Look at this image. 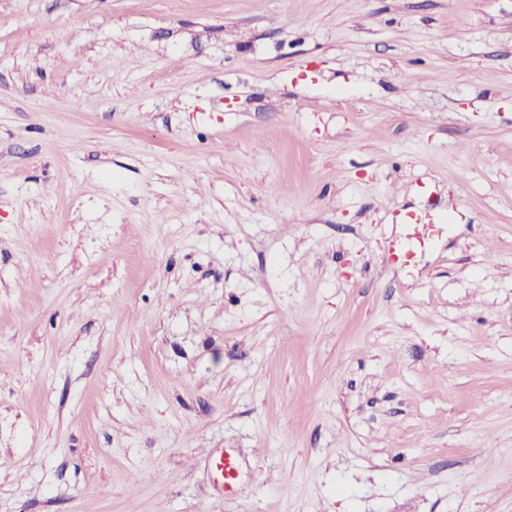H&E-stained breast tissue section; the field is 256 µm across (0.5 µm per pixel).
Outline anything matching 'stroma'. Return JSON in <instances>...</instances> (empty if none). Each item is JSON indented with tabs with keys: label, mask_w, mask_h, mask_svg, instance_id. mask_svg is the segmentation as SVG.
Here are the masks:
<instances>
[{
	"label": "stroma",
	"mask_w": 512,
	"mask_h": 512,
	"mask_svg": "<svg viewBox=\"0 0 512 512\" xmlns=\"http://www.w3.org/2000/svg\"><path fill=\"white\" fill-rule=\"evenodd\" d=\"M0 512H512V0H0Z\"/></svg>",
	"instance_id": "35a3bbf8"
}]
</instances>
